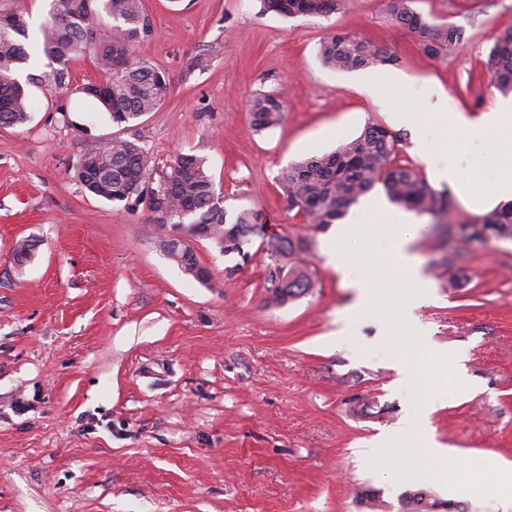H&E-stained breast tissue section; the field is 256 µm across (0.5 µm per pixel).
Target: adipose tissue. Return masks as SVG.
<instances>
[{
	"mask_svg": "<svg viewBox=\"0 0 512 512\" xmlns=\"http://www.w3.org/2000/svg\"><path fill=\"white\" fill-rule=\"evenodd\" d=\"M434 124L443 127L447 137L459 132L474 129L481 132L493 144L495 151L501 156H512V136H505L506 128L512 127V100H504L479 117L472 118L462 112H452L448 109V97L440 90H430L421 112L410 116L408 125L415 133V151L422 160L429 164V171L434 181L448 183L457 188L463 195L478 197L484 207L491 208L512 201V165H503L497 171L496 177L488 188H481L478 174L464 175L453 167L436 162L437 153L447 151L449 142L446 139L431 141L426 126ZM368 214L373 223H395L389 252L385 261L411 287L416 288L418 300H428L431 293V282L422 270L421 263L412 251L413 241L418 236L421 226L417 224L414 215L390 210L380 199L373 200L367 206ZM361 227L354 223L338 225L334 236L326 247L329 264L344 275V285L354 291L356 307L373 311L379 306L378 296L370 288L368 274L373 271L380 261L373 257L354 253L349 248L350 241L360 237ZM362 264L366 273L361 277L349 276L348 270L352 264Z\"/></svg>",
	"mask_w": 512,
	"mask_h": 512,
	"instance_id": "1",
	"label": "adipose tissue"
}]
</instances>
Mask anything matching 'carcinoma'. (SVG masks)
<instances>
[{
  "mask_svg": "<svg viewBox=\"0 0 512 512\" xmlns=\"http://www.w3.org/2000/svg\"><path fill=\"white\" fill-rule=\"evenodd\" d=\"M337 0H261V9L286 17L328 15ZM397 22L421 38L423 53L437 58L459 43L463 32L454 25H438L423 19L403 2L391 4ZM0 126L24 125L30 120L28 88L54 86L69 89L68 63L76 56L91 55L104 73L103 82H91L76 92L93 99L112 122L128 124L156 111L169 93V80L159 68L133 56L134 44L149 32L144 0H50L48 20L43 26L41 54L45 71L30 72L33 54L27 48L28 26L23 11L0 16ZM109 29L106 37L94 39L97 28ZM322 62L337 70L374 65L395 66L399 58L385 47L349 33L336 32L319 46ZM490 84L502 94L512 93V31L493 38L489 50ZM251 127L256 132L273 128L283 118V103L262 96L249 104ZM399 137L385 126L372 123L355 139L335 151L311 156L282 171L279 184L288 208L304 214L308 223L325 228L343 219L350 208L381 186L395 203L419 213L435 215L448 211V191L433 189L413 168L394 163ZM151 157L140 142L115 137L81 154L73 166L74 177L91 195L123 202L130 207L145 205L157 229L176 230L196 239H209L224 254L241 253L248 234L268 237V248L281 260L268 264L270 302L283 305L311 287L307 272L288 265L296 246L290 239L267 236L258 215L241 212L232 228H224L227 213L209 174L204 158L180 153L162 171L150 168ZM485 238L512 239V203L484 215L479 222ZM162 240L166 254L185 274L200 283L201 262L195 251L182 244ZM434 502L427 491L410 493L403 505L408 512H426L424 499Z\"/></svg>",
  "mask_w": 512,
  "mask_h": 512,
  "instance_id": "carcinoma-1",
  "label": "carcinoma"
}]
</instances>
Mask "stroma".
<instances>
[{
	"label": "stroma",
	"instance_id": "obj_1",
	"mask_svg": "<svg viewBox=\"0 0 512 512\" xmlns=\"http://www.w3.org/2000/svg\"><path fill=\"white\" fill-rule=\"evenodd\" d=\"M390 0H342L325 17L286 18L259 0H144L151 29L135 55L164 70L170 95L157 111L113 124L74 92L33 91L31 119L0 127V512H404L417 490L465 512H512V240L468 242L447 228L479 219L452 198L443 221L423 215L413 246L434 284L418 308L430 343L465 356V377L441 363L435 409L416 384H399L396 360L414 365L419 343L397 323L411 294L395 273L370 278L385 299L376 314L327 262L331 229L288 209L278 178L289 164L334 151L379 123L399 133L397 163L427 176L404 122L426 90L477 117L501 101L487 66L494 36L512 29V0H407L463 38L426 57ZM336 30L371 39L399 58L382 67L400 89L373 100L362 72L323 65L318 48ZM205 70L190 69L197 55ZM284 103L277 127L258 133L248 104ZM114 137L139 140L155 165L191 151L205 158L228 216L261 215L269 233L302 239L296 262L309 290L269 300L267 245L243 254L191 243L208 284L164 252L144 208L87 194L73 166ZM449 165L468 173L499 163L486 137L463 134ZM34 245L17 265L18 241ZM353 321L337 335L336 321ZM457 456L477 454L483 477L459 491V468L436 481L432 465L393 447L377 459L356 451L383 431L420 426Z\"/></svg>",
	"mask_w": 512,
	"mask_h": 512
}]
</instances>
